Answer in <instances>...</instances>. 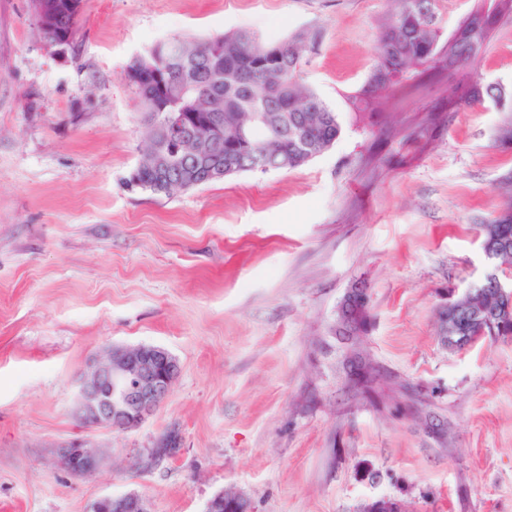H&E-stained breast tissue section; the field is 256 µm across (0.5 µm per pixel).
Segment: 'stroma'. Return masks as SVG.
I'll use <instances>...</instances> for the list:
<instances>
[{"label": "stroma", "instance_id": "1", "mask_svg": "<svg viewBox=\"0 0 512 512\" xmlns=\"http://www.w3.org/2000/svg\"><path fill=\"white\" fill-rule=\"evenodd\" d=\"M388 0H84L66 49L31 0H0V512H88L141 495L204 512H512V339L446 349L438 315L485 272L480 227L507 207L512 18L474 61L501 102L452 106L464 72L421 68L367 112ZM314 33L299 76L342 133L308 164L172 196L128 185L147 134L125 78L157 42ZM370 326L336 336L345 294ZM180 372L138 429L90 426L76 386L115 345ZM372 367L344 369L351 349ZM177 431V454L152 460ZM98 448L73 475L63 446ZM251 512L248 500L237 495L232 501L224 499V493L217 494L208 501L205 512Z\"/></svg>", "mask_w": 512, "mask_h": 512}]
</instances>
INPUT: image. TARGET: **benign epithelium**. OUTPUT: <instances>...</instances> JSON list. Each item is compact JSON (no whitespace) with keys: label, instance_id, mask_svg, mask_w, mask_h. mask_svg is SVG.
Wrapping results in <instances>:
<instances>
[{"label":"benign epithelium","instance_id":"obj_1","mask_svg":"<svg viewBox=\"0 0 512 512\" xmlns=\"http://www.w3.org/2000/svg\"><path fill=\"white\" fill-rule=\"evenodd\" d=\"M58 10L59 4L54 0L39 3L35 13L37 26L51 29ZM126 80L132 85L150 80L158 87L155 98L143 100L151 112L164 111L171 91L182 89L168 67L166 56L159 50L128 71ZM185 119L181 112H169L165 116L170 133L178 137L172 151L185 153L187 143L192 142L199 156L208 160V176L224 177V165L209 156L214 141L224 134L222 114L209 112L202 118L193 117L194 127L187 140L181 139ZM178 373L177 358L161 346H115L105 360L94 363L90 374L81 379L76 412L86 424L110 427L118 423L122 430L135 429L167 398ZM63 459L66 468L75 475L95 469L100 461L97 449L82 441L69 443L64 448ZM90 512H147V509L141 496L130 493L99 498L91 505ZM205 512H251V507L241 495L228 501L221 493L208 501Z\"/></svg>","mask_w":512,"mask_h":512}]
</instances>
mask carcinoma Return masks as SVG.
I'll return each instance as SVG.
<instances>
[{"label":"carcinoma","instance_id":"carcinoma-1","mask_svg":"<svg viewBox=\"0 0 512 512\" xmlns=\"http://www.w3.org/2000/svg\"><path fill=\"white\" fill-rule=\"evenodd\" d=\"M394 8L381 24L375 47L376 64L367 87L352 96L355 108L362 112L379 103L382 94L421 66L468 67L485 45L490 31L500 19L512 17V11H475L458 27L445 43H440L437 28L438 0H390ZM308 36L304 33L285 42L263 43L247 31L213 36L205 41H179L176 66L182 72L181 83L188 90L171 100L168 110L197 112L220 101L224 121V141L217 157L228 166L224 177L247 171L250 158L259 152L272 170H293L306 165L328 150L340 137L342 125L338 113L310 87L301 82V52ZM224 46V55L210 54ZM286 69L293 81L286 85L258 86L270 71ZM501 90L482 86L471 79L458 85L448 102L471 105L486 97L498 100ZM265 103L272 115L267 126L253 128L245 142L239 141L237 130L251 124L252 109ZM165 113L148 112V142L139 167V181L153 186L160 176L150 166L155 152L167 146ZM180 170L200 179L207 168L194 156L183 158ZM482 244L496 256L498 270H512V210L481 225ZM341 328L351 327L355 335L367 331L370 315L367 303L355 299L350 292L342 307ZM439 330L444 346L462 350L483 336H512V283L502 279L484 280L469 295L449 302L439 314Z\"/></svg>","mask_w":512,"mask_h":512}]
</instances>
